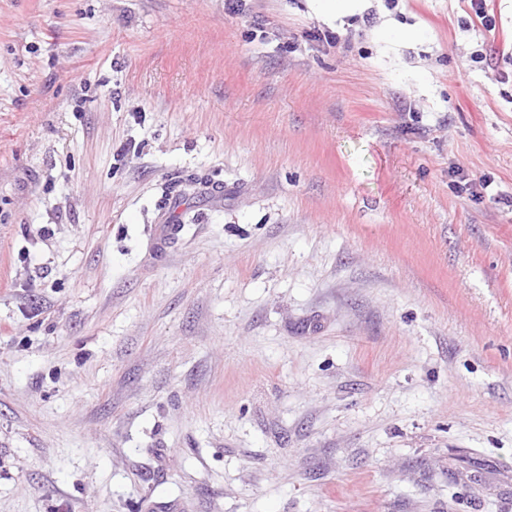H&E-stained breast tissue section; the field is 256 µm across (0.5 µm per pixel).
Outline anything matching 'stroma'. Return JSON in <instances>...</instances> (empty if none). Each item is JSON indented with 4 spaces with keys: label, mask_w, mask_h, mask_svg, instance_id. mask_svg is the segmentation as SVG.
Listing matches in <instances>:
<instances>
[{
    "label": "stroma",
    "mask_w": 512,
    "mask_h": 512,
    "mask_svg": "<svg viewBox=\"0 0 512 512\" xmlns=\"http://www.w3.org/2000/svg\"><path fill=\"white\" fill-rule=\"evenodd\" d=\"M365 8L0 0V512H512V0Z\"/></svg>",
    "instance_id": "35a3bbf8"
}]
</instances>
